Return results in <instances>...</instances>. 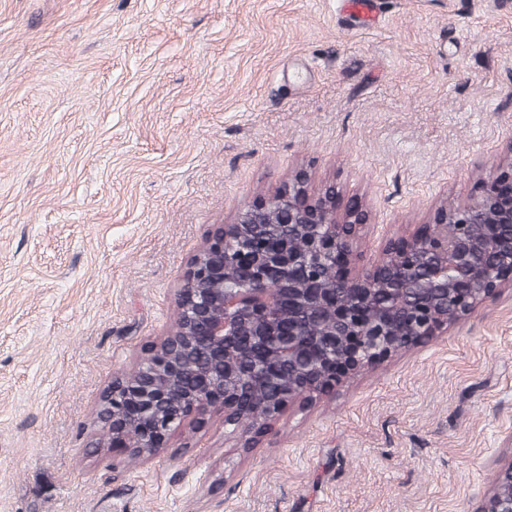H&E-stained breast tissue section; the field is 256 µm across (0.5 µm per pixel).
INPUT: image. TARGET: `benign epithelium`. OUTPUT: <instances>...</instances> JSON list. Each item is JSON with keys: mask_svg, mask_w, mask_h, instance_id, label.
<instances>
[{"mask_svg": "<svg viewBox=\"0 0 512 512\" xmlns=\"http://www.w3.org/2000/svg\"><path fill=\"white\" fill-rule=\"evenodd\" d=\"M365 220L358 201L312 196L297 177L217 225L177 288L176 328L103 396V443L150 458L174 431L220 411L248 444L292 403L313 402L512 286V164L353 274ZM283 367L288 381L263 396ZM476 512H512V460Z\"/></svg>", "mask_w": 512, "mask_h": 512, "instance_id": "7a95c632", "label": "benign epithelium"}]
</instances>
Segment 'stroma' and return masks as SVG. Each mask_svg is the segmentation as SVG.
I'll return each mask as SVG.
<instances>
[{
	"mask_svg": "<svg viewBox=\"0 0 512 512\" xmlns=\"http://www.w3.org/2000/svg\"><path fill=\"white\" fill-rule=\"evenodd\" d=\"M0 0V512H476L512 460V288L252 447L98 448L218 224L305 173L352 270L512 159V0Z\"/></svg>",
	"mask_w": 512,
	"mask_h": 512,
	"instance_id": "stroma-1",
	"label": "stroma"
}]
</instances>
